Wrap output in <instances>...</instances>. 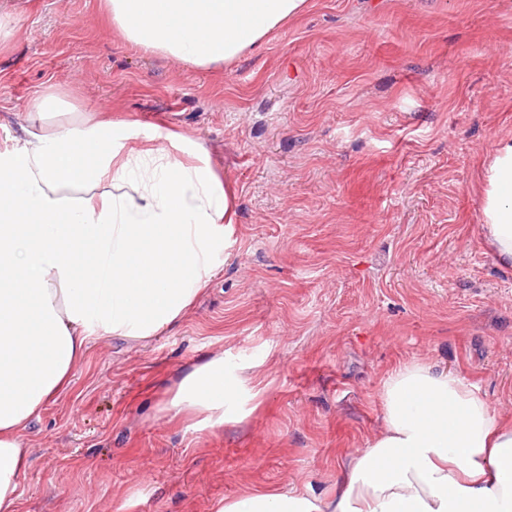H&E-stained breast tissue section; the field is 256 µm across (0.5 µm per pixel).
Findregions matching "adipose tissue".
Segmentation results:
<instances>
[{"mask_svg": "<svg viewBox=\"0 0 512 512\" xmlns=\"http://www.w3.org/2000/svg\"><path fill=\"white\" fill-rule=\"evenodd\" d=\"M124 42L189 67L227 65L304 14L309 0H104ZM0 152V512H17L24 432L71 383L92 342L150 339L181 319L223 265L228 194L185 136L140 145L132 121L72 116L39 99ZM481 236L512 273V138L483 164ZM264 381L217 354L164 405L195 430L245 418ZM380 431L344 456L331 492L254 489L217 512H512V419L455 373L393 369Z\"/></svg>", "mask_w": 512, "mask_h": 512, "instance_id": "1", "label": "adipose tissue"}]
</instances>
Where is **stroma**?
I'll return each instance as SVG.
<instances>
[{
	"instance_id": "1",
	"label": "stroma",
	"mask_w": 512,
	"mask_h": 512,
	"mask_svg": "<svg viewBox=\"0 0 512 512\" xmlns=\"http://www.w3.org/2000/svg\"><path fill=\"white\" fill-rule=\"evenodd\" d=\"M12 3L0 151L57 91L203 142L236 196L192 309L146 342H94L27 429L19 512H217L256 487L327 490L411 360L512 416V275L480 233L481 162L512 138V0H311L209 71L129 47L100 0ZM216 353L267 388L200 432L163 405Z\"/></svg>"
}]
</instances>
